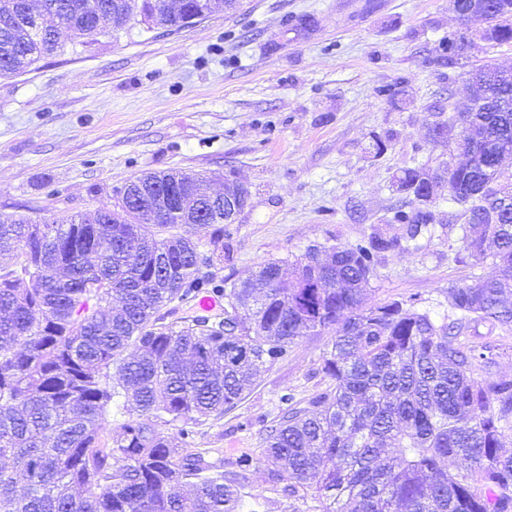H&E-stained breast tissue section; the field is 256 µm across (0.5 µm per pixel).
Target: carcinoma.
<instances>
[{
    "mask_svg": "<svg viewBox=\"0 0 512 512\" xmlns=\"http://www.w3.org/2000/svg\"><path fill=\"white\" fill-rule=\"evenodd\" d=\"M202 0H0V77L28 71L60 48L46 15L76 38L102 23L125 29L158 16L169 29L200 15ZM484 40L512 43V0H486ZM481 100L455 115L470 159L453 170L451 201L466 206L463 243L499 274L448 289L460 317L438 319L412 301L363 307L376 253L416 240L435 223L423 199L443 173L405 169L410 209L391 218L403 238L310 246L228 283L209 268L223 257L224 204L209 206L207 177L172 171L152 184L192 181L201 239L177 218L103 203L92 213L35 220L0 213V512H240L257 464L237 471L192 451L196 427L233 410L256 372L288 357L309 332L332 334L321 372L329 389L307 405L281 396L262 461L320 512H512V380L478 377L492 364L460 336L470 322L512 327V73L469 71ZM210 291L224 319L173 318L178 303ZM230 350L238 355L227 359ZM127 415L106 430L112 410ZM178 427L180 446L159 428Z\"/></svg>",
    "mask_w": 512,
    "mask_h": 512,
    "instance_id": "carcinoma-1",
    "label": "carcinoma"
}]
</instances>
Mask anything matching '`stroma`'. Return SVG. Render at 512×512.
Instances as JSON below:
<instances>
[{
    "mask_svg": "<svg viewBox=\"0 0 512 512\" xmlns=\"http://www.w3.org/2000/svg\"><path fill=\"white\" fill-rule=\"evenodd\" d=\"M459 26L453 0H240L179 31L139 23L83 45L61 35L56 54L0 78V212H91L146 172L203 174L217 190L235 181L247 204L225 225L213 269L229 283L312 245L402 235L390 221L409 201L397 176L462 160L457 130L430 139L436 113L471 95L474 66L512 71V44L483 40L478 21L470 52L448 67L443 47ZM393 85L400 95L384 96ZM432 210L427 232L379 254L365 306L412 298L448 315L450 286L496 275L492 259L469 258L463 209L446 189ZM468 339L492 347V377L512 378L511 328L480 323ZM330 341L303 336L236 409L198 426L196 449L225 470L257 458L242 512H315L259 457L281 395L305 401L327 388Z\"/></svg>",
    "mask_w": 512,
    "mask_h": 512,
    "instance_id": "obj_1",
    "label": "stroma"
}]
</instances>
